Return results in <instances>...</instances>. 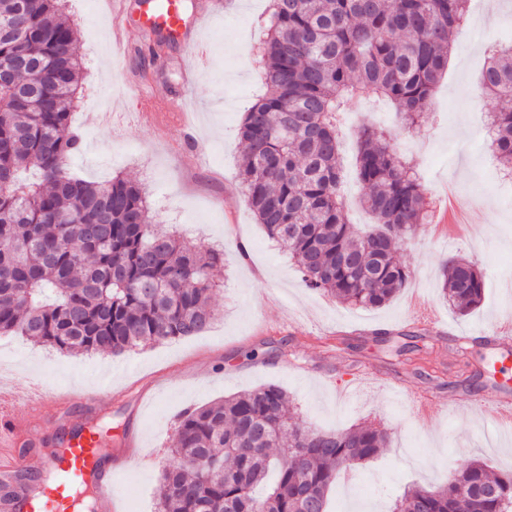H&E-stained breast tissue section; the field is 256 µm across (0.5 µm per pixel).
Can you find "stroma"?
Returning a JSON list of instances; mask_svg holds the SVG:
<instances>
[{"mask_svg": "<svg viewBox=\"0 0 512 512\" xmlns=\"http://www.w3.org/2000/svg\"><path fill=\"white\" fill-rule=\"evenodd\" d=\"M207 2L185 0L193 22L184 42L201 44L207 57L196 71L185 129L167 112L120 113L135 93L165 97L179 90L191 68L184 43L151 58L148 35L135 31L126 45L114 43L106 0H68L84 62L83 95L72 115L82 146L69 169L99 183L115 176L135 181L148 192L153 223L223 250L211 299L216 321L198 335L119 356L64 355L0 335V389L19 394L39 382L51 390L99 392L92 420L133 439L127 466L115 477L122 512H156L162 466L171 460L184 409L268 384L287 392L310 428L371 423L387 432L380 455L333 486L332 512H391L408 487L439 486L454 464L481 460L499 472L512 470V445L497 437L492 422L456 405L460 394L477 397L512 381V359L506 372L493 371L497 352L476 340L462 357L450 344H433L409 360L392 351L400 334L414 328L413 296L465 337L512 307V188L479 142L494 102L470 98L482 50L512 35V0L470 5V24L455 35L448 71L420 126L404 130L389 103L356 102L343 115L350 222L361 228L372 221L359 205L363 188L355 177L356 132L364 125L391 131L398 151L421 171L429 202L427 218L398 249L408 285L378 309L306 288L291 255L257 223L239 178L238 127L266 90L259 48L269 0H223L217 14L206 13ZM451 256L476 262L484 274L482 301L465 316L441 292L442 265ZM419 367L425 376L416 375ZM424 395L446 399L437 418L420 416ZM71 418L46 405L24 439L27 451L51 448Z\"/></svg>", "mask_w": 512, "mask_h": 512, "instance_id": "1", "label": "stroma"}]
</instances>
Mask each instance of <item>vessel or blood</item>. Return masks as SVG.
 Here are the masks:
<instances>
[{"label":"vessel or blood","mask_w":512,"mask_h":512,"mask_svg":"<svg viewBox=\"0 0 512 512\" xmlns=\"http://www.w3.org/2000/svg\"><path fill=\"white\" fill-rule=\"evenodd\" d=\"M128 0H112V34L122 39L132 30L157 27L180 33L183 15L179 0H166L162 11L149 10L138 25L128 19ZM469 407L492 419L502 439H512V393L500 390L471 399ZM23 440L12 415H0V512H115L113 477L126 461L123 451H106L91 424L76 425L62 448L36 456L22 452ZM47 472L50 484L32 494L14 486L19 467Z\"/></svg>","instance_id":"b4317fda"}]
</instances>
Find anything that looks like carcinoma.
Segmentation results:
<instances>
[{
	"label": "carcinoma",
	"mask_w": 512,
	"mask_h": 512,
	"mask_svg": "<svg viewBox=\"0 0 512 512\" xmlns=\"http://www.w3.org/2000/svg\"><path fill=\"white\" fill-rule=\"evenodd\" d=\"M64 0H0V62L50 60L0 88V335L66 354L120 355L204 331L215 319L211 270L224 253L196 249L151 223L144 190L67 172L81 140L70 125L82 59ZM262 47L267 92L239 127V175L268 237L302 282L342 303L380 308L407 285L397 239L426 215V195L392 133L357 134L365 231L344 209L340 124L354 99L391 103L410 129L448 69L470 0H271ZM482 92L496 102L486 146L512 174V49L489 57ZM35 168L41 181L22 171ZM295 228L282 234V225ZM481 269L450 257L442 293L460 315L483 296ZM277 385L182 411L158 512H326L343 471L379 454L387 433L362 425L329 440L288 417ZM512 512V472L474 460L436 489L414 487L393 512Z\"/></svg>",
	"instance_id": "carcinoma-1"
}]
</instances>
